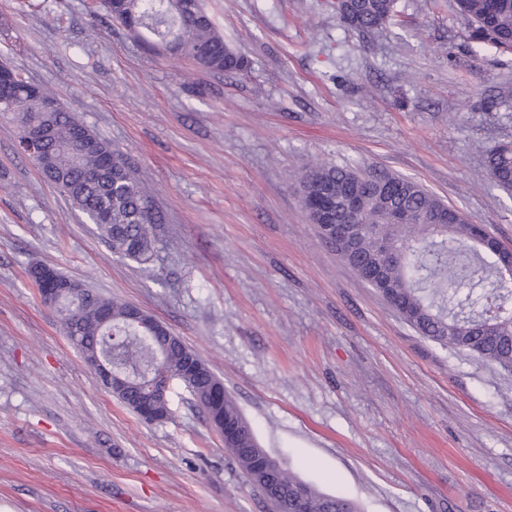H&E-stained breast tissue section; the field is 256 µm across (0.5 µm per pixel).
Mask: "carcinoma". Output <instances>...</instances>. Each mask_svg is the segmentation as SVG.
<instances>
[{"label":"carcinoma","mask_w":512,"mask_h":512,"mask_svg":"<svg viewBox=\"0 0 512 512\" xmlns=\"http://www.w3.org/2000/svg\"><path fill=\"white\" fill-rule=\"evenodd\" d=\"M183 2L102 0L114 19L130 29L140 26L160 42L168 35L175 18L181 16ZM457 2L470 23L468 39L501 52L512 51V0ZM394 13L395 0H364L355 29L373 33L389 23ZM178 32L189 54H199L203 66L218 73H235L246 68L245 58L224 42L223 35L215 29L203 0H197L195 13ZM0 116L20 127L19 148L24 153L27 149L22 140L28 127L50 125L53 136L34 157L43 176L97 226L114 253L137 262L150 260L155 243L152 225L161 223V216L151 210L141 179L111 143L91 132L63 107L52 114L44 111L43 96L33 92L31 83L17 72L3 86ZM106 156L115 159L112 181L119 182L117 188L103 183L89 184L84 179V174L97 169ZM486 169L498 187L512 191V141L499 144L487 155ZM319 184L331 187L338 195L348 190L360 192L357 213L350 218L343 215L341 221L371 225V236L363 240L359 253L363 261L376 258L374 237H386L396 244L398 257L390 265L389 278L398 285L393 290L400 304L398 313L412 328L441 346L463 349L474 357L512 371V318L485 331L443 313L448 303L473 304L471 293L462 291L463 284H458L451 293L446 284L448 274L453 272L459 259L460 245L474 242L478 225L407 177L365 176L352 169L325 165L307 173L301 187L307 192ZM103 210L108 218L102 223L97 215ZM494 272L492 257L475 250L468 277L480 279ZM63 310V329L82 357L107 351L118 367L133 375L132 383L117 398L133 412H138L139 402L144 398L138 380L154 369L158 347L130 321V304L103 298L86 287L77 304L65 305ZM189 353L191 350L181 341L167 345L162 359L167 377L180 382L208 418L241 423L242 436L224 443V447L275 508H281V497L293 495L296 486L302 483V512H357L352 501L319 493L276 460L271 461L268 479L257 480L252 457L247 452L249 448H259L252 427L229 395H223L219 403L212 404L211 391L221 380L208 365L202 366L195 379L185 378Z\"/></svg>","instance_id":"1"}]
</instances>
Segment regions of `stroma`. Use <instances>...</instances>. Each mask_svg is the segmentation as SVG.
Listing matches in <instances>:
<instances>
[{"label": "stroma", "mask_w": 512, "mask_h": 512, "mask_svg": "<svg viewBox=\"0 0 512 512\" xmlns=\"http://www.w3.org/2000/svg\"><path fill=\"white\" fill-rule=\"evenodd\" d=\"M247 72L150 50L98 0H0V64L118 149L163 216L114 254L0 120V512H275L180 384L170 419L118 401L31 266L162 322L271 456L360 512H512V371L419 335L321 237L324 164L410 178L512 246V54L455 0H396L372 34L333 0H203ZM486 169L498 187L512 191V141L500 143L487 155Z\"/></svg>", "instance_id": "1"}]
</instances>
